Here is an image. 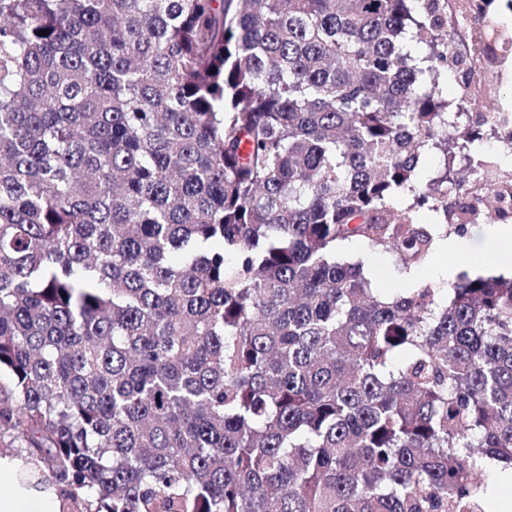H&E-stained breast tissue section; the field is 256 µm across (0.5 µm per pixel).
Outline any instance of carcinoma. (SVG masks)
<instances>
[{
	"instance_id": "obj_1",
	"label": "carcinoma",
	"mask_w": 512,
	"mask_h": 512,
	"mask_svg": "<svg viewBox=\"0 0 512 512\" xmlns=\"http://www.w3.org/2000/svg\"><path fill=\"white\" fill-rule=\"evenodd\" d=\"M448 27V0H0V431L76 512H489L512 279L386 295L336 261L409 270L512 213L477 146L512 113L448 141Z\"/></svg>"
}]
</instances>
